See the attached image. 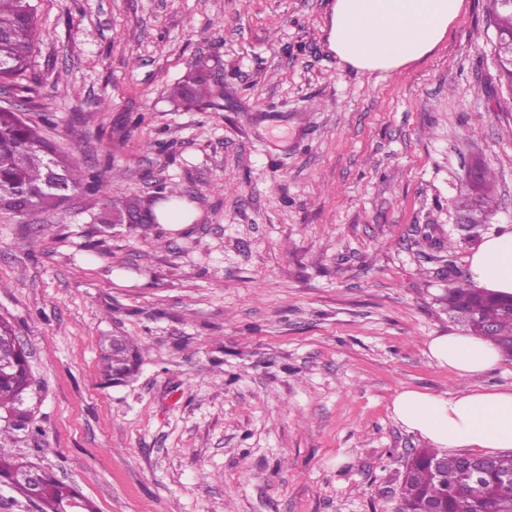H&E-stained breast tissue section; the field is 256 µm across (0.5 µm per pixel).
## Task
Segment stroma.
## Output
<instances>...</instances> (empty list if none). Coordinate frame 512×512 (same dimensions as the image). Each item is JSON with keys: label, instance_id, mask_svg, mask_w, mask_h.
<instances>
[{"label": "stroma", "instance_id": "obj_1", "mask_svg": "<svg viewBox=\"0 0 512 512\" xmlns=\"http://www.w3.org/2000/svg\"><path fill=\"white\" fill-rule=\"evenodd\" d=\"M36 2L37 82L0 84V105L124 169L104 204L175 186L191 219L107 231L80 193L0 215V318L35 378L12 452L97 512H400L426 442L391 400L464 389L426 343L462 333L440 298L512 226V96L486 0L387 75L330 50L335 0ZM199 56L221 64L223 106L168 97ZM478 163L496 211L472 228ZM112 335L143 361L106 387Z\"/></svg>", "mask_w": 512, "mask_h": 512}]
</instances>
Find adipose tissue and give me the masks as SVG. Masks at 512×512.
<instances>
[{"label":"adipose tissue","mask_w":512,"mask_h":512,"mask_svg":"<svg viewBox=\"0 0 512 512\" xmlns=\"http://www.w3.org/2000/svg\"><path fill=\"white\" fill-rule=\"evenodd\" d=\"M463 0H336L329 43L343 62L362 72L388 74L432 52L459 17ZM476 288L512 294V227L488 236L469 258ZM436 366L473 378L496 365L500 354L486 339L443 334L430 339ZM394 418L440 450L491 453L512 449V389L476 387L445 398L419 390L398 391Z\"/></svg>","instance_id":"adipose-tissue-1"}]
</instances>
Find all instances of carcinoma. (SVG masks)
I'll list each match as a JSON object with an SVG mask.
<instances>
[{
    "mask_svg": "<svg viewBox=\"0 0 512 512\" xmlns=\"http://www.w3.org/2000/svg\"><path fill=\"white\" fill-rule=\"evenodd\" d=\"M489 20L496 31V62L499 79L512 92V57L503 46L512 43V9L499 0H490ZM35 0H0V82L30 91L27 81L29 59L38 38ZM170 96L187 105L199 103L219 106L224 100V84L212 69L201 63L192 65L184 78L170 88ZM473 182L479 193L463 208L474 215L472 221L485 220L494 212V203L485 189L490 172L477 166ZM121 175L107 170L99 175L82 169L74 154L60 151L35 123L20 113L0 109V215L18 216L57 209L73 194L84 193L86 209L99 206L105 183L119 181ZM181 191L171 186L160 188L146 201L126 199L116 208L128 212L154 213L159 224L166 214L179 206ZM448 311L467 332L481 334L485 325L493 327L487 337L506 359H512V312L508 301L497 299L475 288H449L443 296ZM142 361V348L128 336H113L101 349L100 371L105 382L124 380L133 375ZM32 374L26 351H20L11 364L0 368V483L22 490L21 478L30 462L5 450L3 440L16 431L29 429L30 418L21 408L23 395L32 386ZM512 475V454L488 456L484 464L469 468L462 456H444L435 448L414 452L406 464L400 495L411 512H512V490L504 477ZM76 499L81 512H96L91 501L73 486L49 477L41 492L42 512H59L65 502Z\"/></svg>",
    "mask_w": 512,
    "mask_h": 512,
    "instance_id": "carcinoma-1",
    "label": "carcinoma"
}]
</instances>
